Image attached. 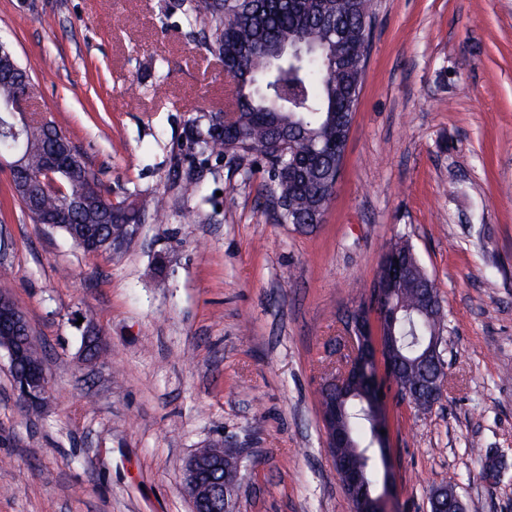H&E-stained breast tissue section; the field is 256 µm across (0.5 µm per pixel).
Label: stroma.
<instances>
[{"mask_svg":"<svg viewBox=\"0 0 512 512\" xmlns=\"http://www.w3.org/2000/svg\"><path fill=\"white\" fill-rule=\"evenodd\" d=\"M168 2L0 0L38 110L113 199L161 193L170 212L89 255L31 222L0 164V292L52 390L28 412L0 354V512H193L185 462L220 438L248 459L239 512H352L319 387L398 238L448 330L440 401L387 397L386 508L428 512L453 477L466 512H512V0H372L337 192L310 231L274 221L256 161L225 162L193 195L169 187L185 122L229 83ZM88 324L105 353L83 365Z\"/></svg>","mask_w":512,"mask_h":512,"instance_id":"1","label":"stroma"}]
</instances>
